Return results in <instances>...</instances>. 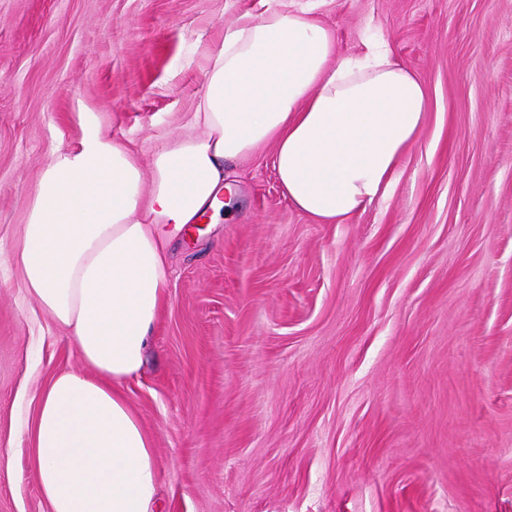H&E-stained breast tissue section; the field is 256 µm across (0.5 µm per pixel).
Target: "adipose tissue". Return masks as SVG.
<instances>
[{
  "label": "adipose tissue",
  "instance_id": "ef3b65f1",
  "mask_svg": "<svg viewBox=\"0 0 512 512\" xmlns=\"http://www.w3.org/2000/svg\"><path fill=\"white\" fill-rule=\"evenodd\" d=\"M424 98L385 42L338 56L331 28L280 0L225 30L192 131L156 149L149 172L82 114L83 138L44 167L16 249L28 295L81 356L45 388L32 425L49 512H156L153 442L120 386L151 346L172 235L221 209L228 163L273 143L292 207L339 224L386 196Z\"/></svg>",
  "mask_w": 512,
  "mask_h": 512
}]
</instances>
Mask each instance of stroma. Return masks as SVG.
<instances>
[{
    "mask_svg": "<svg viewBox=\"0 0 512 512\" xmlns=\"http://www.w3.org/2000/svg\"><path fill=\"white\" fill-rule=\"evenodd\" d=\"M341 56L385 41L426 88L388 194L339 224L294 209L272 145L220 221L171 240L122 391L162 512H512V0H298ZM265 0H0V512H48L40 395L80 354L14 260L79 115L148 166L186 130L210 47Z\"/></svg>",
    "mask_w": 512,
    "mask_h": 512,
    "instance_id": "obj_1",
    "label": "stroma"
}]
</instances>
